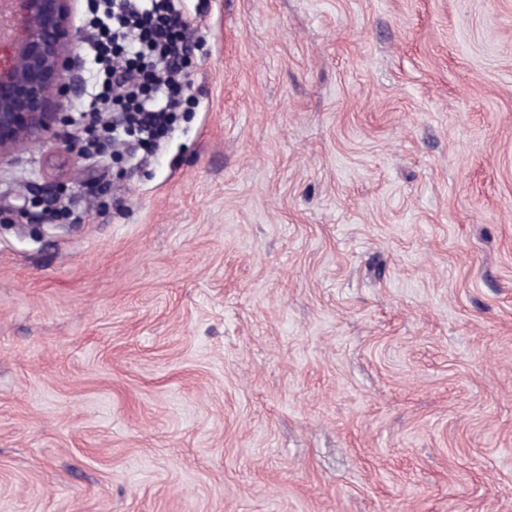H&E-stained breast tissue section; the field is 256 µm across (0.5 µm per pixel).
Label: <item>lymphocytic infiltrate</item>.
<instances>
[{
	"label": "lymphocytic infiltrate",
	"mask_w": 512,
	"mask_h": 512,
	"mask_svg": "<svg viewBox=\"0 0 512 512\" xmlns=\"http://www.w3.org/2000/svg\"><path fill=\"white\" fill-rule=\"evenodd\" d=\"M175 0H93L87 53L97 67L78 113V141L87 157L117 143L149 145L169 129L182 104L187 59L185 25ZM126 114L123 127L113 112Z\"/></svg>",
	"instance_id": "f902f5d3"
}]
</instances>
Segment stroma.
Instances as JSON below:
<instances>
[{"label": "stroma", "mask_w": 512, "mask_h": 512, "mask_svg": "<svg viewBox=\"0 0 512 512\" xmlns=\"http://www.w3.org/2000/svg\"><path fill=\"white\" fill-rule=\"evenodd\" d=\"M181 7L153 150L0 161V512H512V0Z\"/></svg>", "instance_id": "obj_1"}]
</instances>
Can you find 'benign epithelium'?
<instances>
[{"label": "benign epithelium", "instance_id": "1", "mask_svg": "<svg viewBox=\"0 0 512 512\" xmlns=\"http://www.w3.org/2000/svg\"><path fill=\"white\" fill-rule=\"evenodd\" d=\"M75 0H0V160L67 127L78 96Z\"/></svg>", "mask_w": 512, "mask_h": 512}]
</instances>
